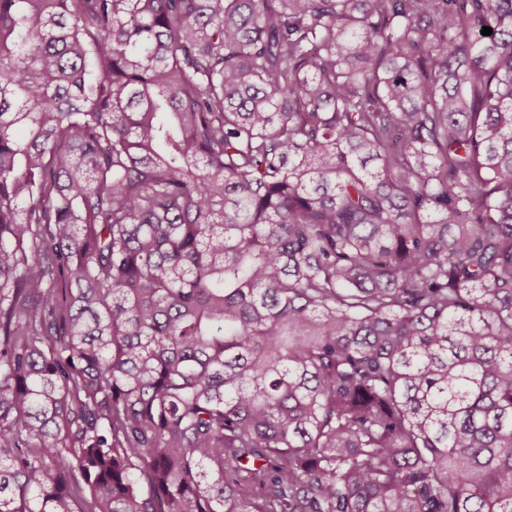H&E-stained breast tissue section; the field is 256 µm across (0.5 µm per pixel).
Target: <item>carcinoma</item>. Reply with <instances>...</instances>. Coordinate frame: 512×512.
<instances>
[{
	"label": "carcinoma",
	"mask_w": 512,
	"mask_h": 512,
	"mask_svg": "<svg viewBox=\"0 0 512 512\" xmlns=\"http://www.w3.org/2000/svg\"><path fill=\"white\" fill-rule=\"evenodd\" d=\"M0 512H512V0H0Z\"/></svg>",
	"instance_id": "1"
}]
</instances>
